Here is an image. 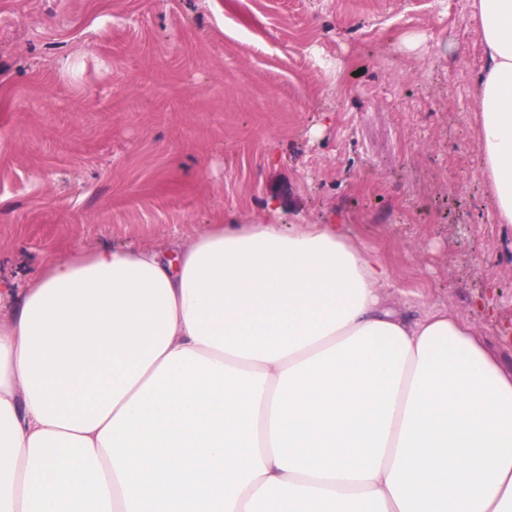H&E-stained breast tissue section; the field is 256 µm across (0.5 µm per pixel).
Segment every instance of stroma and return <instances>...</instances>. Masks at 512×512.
Wrapping results in <instances>:
<instances>
[{"mask_svg":"<svg viewBox=\"0 0 512 512\" xmlns=\"http://www.w3.org/2000/svg\"><path fill=\"white\" fill-rule=\"evenodd\" d=\"M472 0H0V278L211 224H346L512 365Z\"/></svg>","mask_w":512,"mask_h":512,"instance_id":"obj_1","label":"stroma"}]
</instances>
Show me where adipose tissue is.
I'll return each instance as SVG.
<instances>
[{
    "mask_svg": "<svg viewBox=\"0 0 512 512\" xmlns=\"http://www.w3.org/2000/svg\"><path fill=\"white\" fill-rule=\"evenodd\" d=\"M512 224V0H474ZM344 224H211L0 283V512H512V366Z\"/></svg>",
    "mask_w": 512,
    "mask_h": 512,
    "instance_id": "ef3b65f1",
    "label": "adipose tissue"
}]
</instances>
